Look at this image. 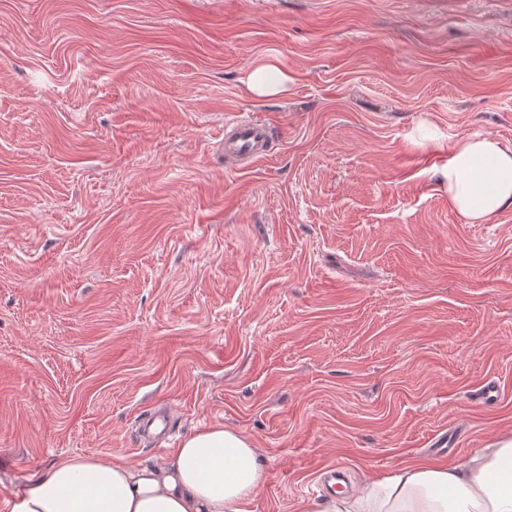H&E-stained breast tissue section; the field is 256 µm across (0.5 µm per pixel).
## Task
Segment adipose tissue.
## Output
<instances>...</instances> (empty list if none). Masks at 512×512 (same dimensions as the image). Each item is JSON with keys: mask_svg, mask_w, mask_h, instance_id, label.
I'll use <instances>...</instances> for the list:
<instances>
[{"mask_svg": "<svg viewBox=\"0 0 512 512\" xmlns=\"http://www.w3.org/2000/svg\"><path fill=\"white\" fill-rule=\"evenodd\" d=\"M442 176L449 205L467 223L512 206V148L494 138H462ZM265 477L249 437L208 425L159 464L55 458L1 506L6 512H253ZM303 512H512V439L460 464L401 465L358 493L311 500Z\"/></svg>", "mask_w": 512, "mask_h": 512, "instance_id": "1", "label": "adipose tissue"}]
</instances>
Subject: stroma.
Instances as JSON below:
<instances>
[{"mask_svg": "<svg viewBox=\"0 0 512 512\" xmlns=\"http://www.w3.org/2000/svg\"><path fill=\"white\" fill-rule=\"evenodd\" d=\"M229 112L269 157L225 167ZM471 135L512 147V0H0V500L221 424L253 512H301L322 468L512 435V207L466 223L441 176ZM276 68V65L270 61L259 62L248 75V88L259 96L278 93L281 90L285 77L267 78V75L274 73Z\"/></svg>", "mask_w": 512, "mask_h": 512, "instance_id": "35a3bbf8", "label": "stroma"}]
</instances>
